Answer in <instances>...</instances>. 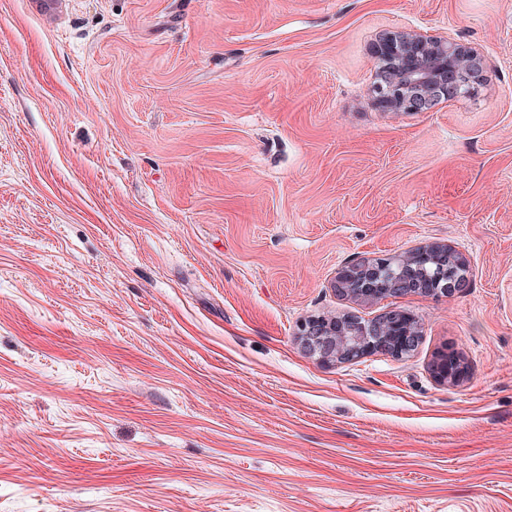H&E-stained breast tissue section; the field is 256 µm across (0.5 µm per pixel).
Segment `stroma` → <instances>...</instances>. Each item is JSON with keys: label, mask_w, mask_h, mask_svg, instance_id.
<instances>
[{"label": "stroma", "mask_w": 512, "mask_h": 512, "mask_svg": "<svg viewBox=\"0 0 512 512\" xmlns=\"http://www.w3.org/2000/svg\"><path fill=\"white\" fill-rule=\"evenodd\" d=\"M400 31L478 95L380 110ZM436 242L449 296L333 287ZM0 512H512V0H0ZM354 317L343 318L340 322L311 319L301 325L299 336L306 349L323 361H352L373 352L369 337L373 336L384 346L387 329L366 327ZM384 333V334H382ZM337 336V338H336Z\"/></svg>", "instance_id": "1"}]
</instances>
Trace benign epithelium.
Returning <instances> with one entry per match:
<instances>
[{
  "label": "benign epithelium",
  "instance_id": "7a95c632",
  "mask_svg": "<svg viewBox=\"0 0 512 512\" xmlns=\"http://www.w3.org/2000/svg\"><path fill=\"white\" fill-rule=\"evenodd\" d=\"M373 54L390 62L384 83L373 89L375 104L386 111H422L435 97H474L481 86L483 58L476 49L455 41L397 32L381 40ZM376 261L387 266L394 258L357 260L339 272L335 290L363 299L375 298L380 290L396 297L419 293L408 281H396L390 288L381 282L371 284L373 275L368 270ZM299 336L311 354L328 362L352 361L372 352L371 336L383 341L381 328L367 327L354 317L338 323L308 320L301 325Z\"/></svg>",
  "mask_w": 512,
  "mask_h": 512
}]
</instances>
